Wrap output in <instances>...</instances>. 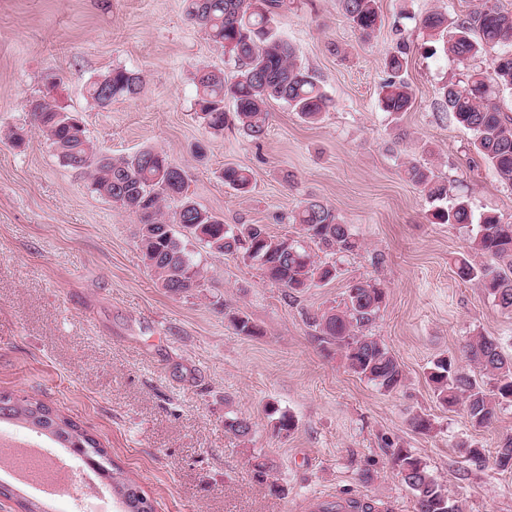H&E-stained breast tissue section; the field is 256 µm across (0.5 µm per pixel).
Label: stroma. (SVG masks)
Wrapping results in <instances>:
<instances>
[{
    "instance_id": "obj_1",
    "label": "stroma",
    "mask_w": 512,
    "mask_h": 512,
    "mask_svg": "<svg viewBox=\"0 0 512 512\" xmlns=\"http://www.w3.org/2000/svg\"><path fill=\"white\" fill-rule=\"evenodd\" d=\"M480 4L378 0L382 27L365 39L339 0H286L278 26L332 105L310 124L271 103L266 135L254 142L233 127L212 135L195 113L199 71L229 79L233 63L188 20L184 0H0V394L36 397L80 425L155 512H317L363 498L380 512H414L391 465L396 446L423 460L466 512H512V473L476 466L459 449L494 451L512 433V404L478 429L463 407L439 405L427 382L435 357L478 334L512 354V312L458 278L468 229L430 223L404 173L429 167L474 214L512 223V189L437 108L466 66L423 50L425 14L453 18ZM400 33L415 45L413 106L396 121L379 91ZM118 67L141 76L140 92L99 107L87 87ZM45 94L79 113L100 153L166 152L188 195L225 223L295 237L287 215L314 197L363 249L342 258L335 281L296 298L241 258L202 250L204 287L170 295L143 263L137 216L92 191L32 121L28 102ZM15 128L24 131L18 147L8 138ZM229 165L251 170L249 193L225 186ZM361 278L386 292L372 332L405 371L393 393L353 373L306 320ZM236 313L260 335L239 334ZM270 403L294 417L289 436L274 432ZM229 412L250 420L248 440L225 431ZM417 415L430 432L412 427ZM258 456L272 462L280 493L256 477Z\"/></svg>"
}]
</instances>
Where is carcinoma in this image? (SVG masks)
I'll return each instance as SVG.
<instances>
[{"mask_svg": "<svg viewBox=\"0 0 512 512\" xmlns=\"http://www.w3.org/2000/svg\"><path fill=\"white\" fill-rule=\"evenodd\" d=\"M343 13L364 37L381 24L377 0H340ZM283 0H187V16L224 50L236 66L234 81L224 73L203 70L197 76L196 112L213 133L235 124L253 141L264 137L269 105L281 101L302 118L315 122L330 104L314 74L296 61L295 50L276 29ZM430 41L443 42L446 51L461 63L475 62L489 48L498 52L489 63L491 75L473 66L466 78L444 87L440 101L461 127L472 132L473 146L494 170L499 180L512 188V116L494 102V88L512 90V12L499 0H482L481 7L453 19L431 12L422 19ZM411 45L400 38L385 59L388 78L380 87L383 111L397 117L413 105V94L402 71ZM104 86L94 80L88 94L104 105L102 93L112 99L139 93L142 79L123 68L102 75ZM232 101L234 109L225 110ZM33 122L46 136L59 159L67 167L87 175L91 189L108 201L139 218L138 241L142 258L161 287L170 294H183L202 287L204 268L177 236L180 226L201 247L212 253L236 255L257 266L264 278L284 288L293 298L308 289L326 285L340 274L337 261H321L317 254L288 235H273L265 224H226L220 216L200 207L185 194L183 171L168 156L154 149L132 155L99 156L86 135L82 120L63 111L47 97L30 104ZM405 175L417 186L433 208L432 224L475 227L468 254L456 263L457 276L481 285L493 303L512 312V224L495 212L474 220L469 204L457 199L448 202L450 188L428 168L410 164ZM224 185L240 194L250 192L252 174L242 166H226ZM288 223L300 227L302 237L327 255H355L362 243L343 223L331 206L307 199L288 214ZM386 292L376 282L360 279L350 283L343 306L331 307L309 317L322 343L344 353L353 373L366 378L385 392L398 390L404 381L398 359L377 337L367 334L385 303ZM231 323L244 336H257L259 327L245 315H234ZM466 359L482 373L483 380L463 372L459 358ZM434 395L447 407L462 405L470 423L489 427L497 420V410L512 402V355L505 353L488 336L470 338L460 356L437 358L428 372ZM274 430L288 436L296 428L293 417L275 407L268 408ZM21 423L50 440L57 448H86L102 459L107 450L71 419L39 399L16 398L7 408L0 406V424ZM225 431L237 438L247 437L251 423L236 414L224 417ZM469 461L480 466L492 462L512 473V434L504 435L494 455L482 448L470 450ZM392 465L402 483L412 492L414 512H465L461 501L448 496L447 487L410 450L396 448ZM102 478L125 509L141 512L144 491L116 465H106Z\"/></svg>", "mask_w": 512, "mask_h": 512, "instance_id": "obj_1", "label": "carcinoma"}]
</instances>
